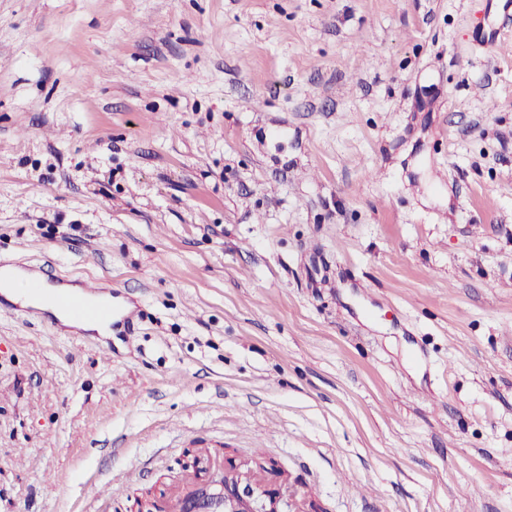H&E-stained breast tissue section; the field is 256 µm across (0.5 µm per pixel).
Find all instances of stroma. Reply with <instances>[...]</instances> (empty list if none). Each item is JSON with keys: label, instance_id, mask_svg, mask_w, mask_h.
I'll return each instance as SVG.
<instances>
[{"label": "stroma", "instance_id": "35a3bbf8", "mask_svg": "<svg viewBox=\"0 0 512 512\" xmlns=\"http://www.w3.org/2000/svg\"><path fill=\"white\" fill-rule=\"evenodd\" d=\"M501 0H0V512H136L191 450L280 512H512ZM112 502L98 503V483ZM3 272L4 285L2 294L4 295L5 299L17 302L19 297L17 296L14 288H16L18 284L29 280L30 277H32V274L9 263H5ZM80 287L82 288V293L65 301L66 307L75 314L86 313L90 301L102 294L100 291L102 287L98 284L81 281ZM22 305L30 306L40 311L49 312L65 326H77L85 331L97 332L100 335L112 333L110 325L114 318L120 317L115 321V323H117L121 328L120 333L123 336L124 343L128 347H133L138 338L137 328L133 316L130 314L121 315L120 313H116L117 317H113L111 321L107 322H99L95 320L77 321L64 310L56 307L51 299L44 294L41 296H28L23 300Z\"/></svg>", "mask_w": 512, "mask_h": 512}]
</instances>
